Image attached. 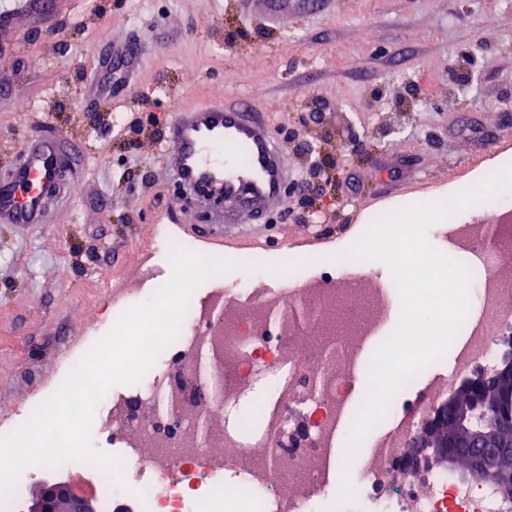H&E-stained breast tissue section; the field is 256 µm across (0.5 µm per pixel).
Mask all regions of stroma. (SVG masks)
Masks as SVG:
<instances>
[{
	"label": "stroma",
	"instance_id": "1",
	"mask_svg": "<svg viewBox=\"0 0 512 512\" xmlns=\"http://www.w3.org/2000/svg\"><path fill=\"white\" fill-rule=\"evenodd\" d=\"M107 20L115 41L150 49L120 100H89L84 66ZM0 64V184L39 135L66 189L45 223L0 224V429L59 389L113 309L169 280L160 242L241 264L235 241L269 237L271 259H332L358 244L368 211L512 167V0H314L276 26L232 0H71L49 32L0 33ZM241 97L264 113L290 179L267 223L214 224L179 196L164 131L175 106Z\"/></svg>",
	"mask_w": 512,
	"mask_h": 512
}]
</instances>
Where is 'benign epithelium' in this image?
I'll return each instance as SVG.
<instances>
[{
	"mask_svg": "<svg viewBox=\"0 0 512 512\" xmlns=\"http://www.w3.org/2000/svg\"><path fill=\"white\" fill-rule=\"evenodd\" d=\"M222 359L220 350L215 347L200 345L194 351L195 365L211 362L213 377L221 379L218 364ZM483 383V376L466 378L461 385L453 388L434 408V416L423 422L421 431L407 443L411 460L409 470L420 458L431 464L441 466L448 471L455 470L463 448H475L470 476L491 486L506 500H512V471L502 467L501 457L512 451V441L501 437L504 425L502 406L488 404L483 401H472V407L479 409L481 421L472 423L470 410L460 404L461 392L475 394ZM181 392L170 398V409L182 412L189 401L184 395L201 394L205 388L203 376L182 381ZM64 503L65 512H97L96 500L93 496L79 491L66 482L49 480L43 482L31 492L27 512H57L58 503Z\"/></svg>",
	"mask_w": 512,
	"mask_h": 512,
	"instance_id": "benign-epithelium-1",
	"label": "benign epithelium"
}]
</instances>
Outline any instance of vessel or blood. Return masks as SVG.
Masks as SVG:
<instances>
[{"mask_svg": "<svg viewBox=\"0 0 512 512\" xmlns=\"http://www.w3.org/2000/svg\"><path fill=\"white\" fill-rule=\"evenodd\" d=\"M60 0H0V31L15 20L47 22ZM146 50L132 42L104 40L96 63L89 66L88 93L111 85L113 71L139 67ZM167 165L185 185L204 188L225 204L244 209L254 222L279 209L286 179L283 159L275 149L260 113L246 100L229 105L210 101L180 108L166 128ZM21 163L9 185L0 187L1 224L44 223L49 203L59 193L58 153L48 140L35 138L20 150Z\"/></svg>", "mask_w": 512, "mask_h": 512, "instance_id": "b4317fda", "label": "vessel or blood"}]
</instances>
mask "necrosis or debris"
Returning a JSON list of instances; mask_svg holds the SVG:
<instances>
[{
	"label": "necrosis or debris",
	"instance_id": "necrosis-or-debris-1",
	"mask_svg": "<svg viewBox=\"0 0 512 512\" xmlns=\"http://www.w3.org/2000/svg\"><path fill=\"white\" fill-rule=\"evenodd\" d=\"M461 250L470 255L471 304L483 311L464 319L466 341L454 357L455 375L464 378L497 365L502 342L512 341V283L492 269L512 258V236L486 237L481 225L460 224ZM300 260L274 265L256 254L222 299L200 309L190 297L177 339L158 373L145 377L138 413L115 409L113 427L135 426L132 442L113 438L117 471L76 459L62 463L64 475L88 494L135 497L158 512H212L215 499L234 502L244 512H512L487 485L447 470L420 468L402 475L403 449L434 405L446 396L438 379L423 388L407 383L387 412L395 426L374 437L366 457L340 451L338 478H326L329 442L339 421L354 423L346 403L358 349L383 325L381 290L359 277L349 293L332 276L315 277ZM294 275L295 290L255 293L256 279ZM224 350V408L247 392L254 375L267 376L260 427H210L194 437L191 414L176 413L165 400L180 378L192 375L186 350L196 339ZM302 409L294 421L292 405Z\"/></svg>",
	"mask_w": 512,
	"mask_h": 512
}]
</instances>
